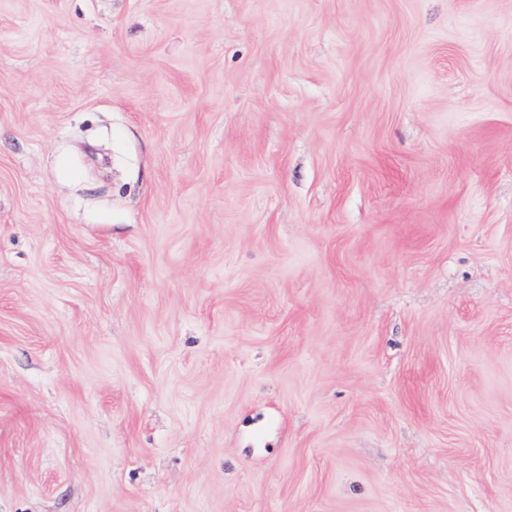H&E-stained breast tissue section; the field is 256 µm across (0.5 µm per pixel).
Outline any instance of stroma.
I'll return each mask as SVG.
<instances>
[{"label":"stroma","mask_w":512,"mask_h":512,"mask_svg":"<svg viewBox=\"0 0 512 512\" xmlns=\"http://www.w3.org/2000/svg\"><path fill=\"white\" fill-rule=\"evenodd\" d=\"M0 512H512V0H0Z\"/></svg>","instance_id":"stroma-1"}]
</instances>
